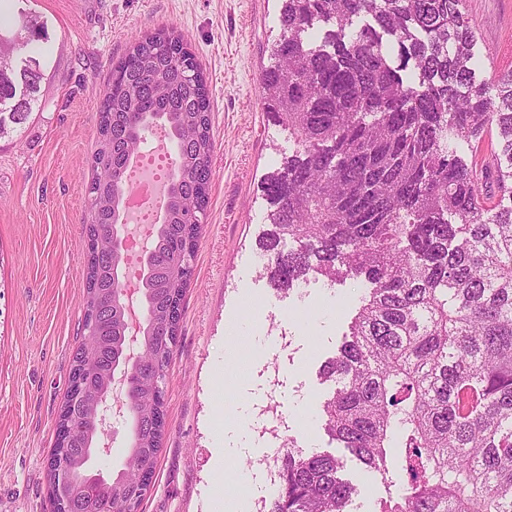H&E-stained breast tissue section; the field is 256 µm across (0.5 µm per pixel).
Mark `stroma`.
<instances>
[{"instance_id":"35a3bbf8","label":"stroma","mask_w":512,"mask_h":512,"mask_svg":"<svg viewBox=\"0 0 512 512\" xmlns=\"http://www.w3.org/2000/svg\"><path fill=\"white\" fill-rule=\"evenodd\" d=\"M282 0H0V31L21 11L46 38L28 53L43 72L29 119L0 139V512H50L48 459L82 340L88 187L100 101L131 36L180 35L203 66L212 102L209 203L167 370L166 432L140 512H260L261 429L275 414L299 454L343 457L359 493L348 512H375L378 472L324 428L322 380L368 283L309 274L271 287L259 248L268 230L262 181L297 145L261 104L274 66ZM478 80L512 71V0H467ZM289 346L281 348L279 333ZM249 482L253 495H235Z\"/></svg>"}]
</instances>
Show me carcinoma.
<instances>
[{
    "mask_svg": "<svg viewBox=\"0 0 512 512\" xmlns=\"http://www.w3.org/2000/svg\"><path fill=\"white\" fill-rule=\"evenodd\" d=\"M277 65L262 73L263 105L297 149L264 178L274 227L261 243L272 287L289 290L313 271L334 283L372 285L348 338L321 375L336 388L322 405L325 429L368 468L392 477L377 512H512V71L498 96L476 82V32L466 0H283ZM368 16L371 23L351 29ZM333 26L332 50L309 29ZM397 45L384 49L383 36ZM413 68L417 80L404 72ZM36 58L0 70V135L38 102ZM162 124L176 145L165 217L150 237L153 271L142 285L149 311L145 356L170 364L164 325L178 329L209 202L214 141L206 77L172 33L135 38L112 69L99 109L96 177L86 235L117 224L127 150ZM498 147L466 162L451 143ZM98 237V236H96ZM88 263L83 329L97 336L89 395L122 357L124 315L113 269L124 252L98 237ZM292 246H287V243ZM163 403L144 386L129 450L155 468ZM73 425L70 469H83L86 429ZM330 453L281 459L266 512H345L357 493ZM129 484L74 512H124Z\"/></svg>",
    "mask_w": 512,
    "mask_h": 512,
    "instance_id": "cac0c4a2",
    "label": "carcinoma"
}]
</instances>
